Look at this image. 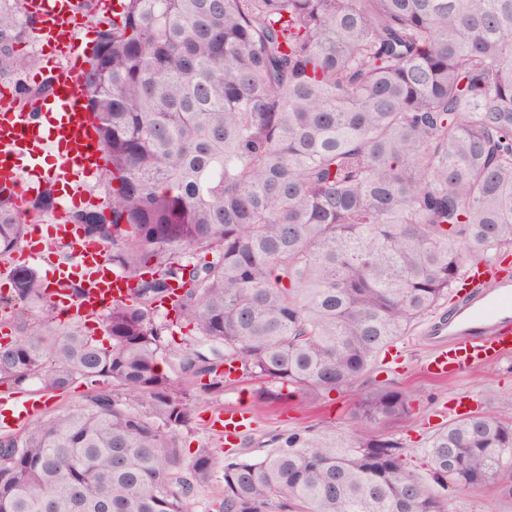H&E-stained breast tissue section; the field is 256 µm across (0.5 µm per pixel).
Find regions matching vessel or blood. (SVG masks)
Segmentation results:
<instances>
[{"mask_svg": "<svg viewBox=\"0 0 512 512\" xmlns=\"http://www.w3.org/2000/svg\"><path fill=\"white\" fill-rule=\"evenodd\" d=\"M22 8L42 21L37 44L60 50L61 56L52 62L53 79L36 112L16 105L0 108V192L22 208L50 186L63 203L74 204L86 200L88 177L102 159L81 96V63L87 47L77 35L80 0H22ZM46 222L68 253L67 262L53 267L54 298L72 297V286L81 288L79 297H73V315L101 314L113 301L129 295L134 283L113 270L104 244L87 239L64 212L53 213ZM452 297L447 316L424 331L431 345L425 364L428 374L460 375L477 364L512 356V261L468 266ZM41 405L36 396L1 400L0 428L22 426L40 412ZM219 423L229 437L252 425L243 408L227 410Z\"/></svg>", "mask_w": 512, "mask_h": 512, "instance_id": "obj_1", "label": "vessel or blood"}]
</instances>
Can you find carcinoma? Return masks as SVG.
I'll return each instance as SVG.
<instances>
[{
    "label": "carcinoma",
    "instance_id": "1",
    "mask_svg": "<svg viewBox=\"0 0 512 512\" xmlns=\"http://www.w3.org/2000/svg\"><path fill=\"white\" fill-rule=\"evenodd\" d=\"M18 2L0 0V81L32 64ZM119 5L82 83L111 195L69 221L136 288L96 316L105 344L10 270L0 386L90 391L0 439V512H191L215 461L179 446L190 394L224 391L227 366L313 401L354 387L467 262L512 248V0ZM54 205L48 188L31 215ZM26 229L0 195L1 259ZM354 414L406 420L409 400L374 389ZM272 444L224 462L216 512H443L448 482L512 470V417L434 433L429 481L363 429Z\"/></svg>",
    "mask_w": 512,
    "mask_h": 512
}]
</instances>
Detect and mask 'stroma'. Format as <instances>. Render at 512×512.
I'll use <instances>...</instances> for the list:
<instances>
[{"instance_id":"35a3bbf8","label":"stroma","mask_w":512,"mask_h":512,"mask_svg":"<svg viewBox=\"0 0 512 512\" xmlns=\"http://www.w3.org/2000/svg\"><path fill=\"white\" fill-rule=\"evenodd\" d=\"M448 305V300H441L433 315L416 320L359 387L331 392L317 402L296 392L282 397L280 383L268 380L240 378L226 382L223 392L193 401L191 426L181 434L182 448L190 453L199 448L211 449L221 462L231 457L262 456L269 452L272 436L291 430L311 429L346 437L356 426L353 409L359 392L388 387L408 395L411 416L400 423L389 421L373 426L372 432L399 438L408 466L428 475V441L448 425L456 408L463 405L487 415L512 410V357L478 366L458 377L440 379L427 373L429 349L422 331L432 316L447 313ZM239 405L251 410L253 426L228 444L211 430L208 420L212 414ZM510 485L512 474L470 489L449 485L448 508L450 512H512V493L506 491Z\"/></svg>"}]
</instances>
